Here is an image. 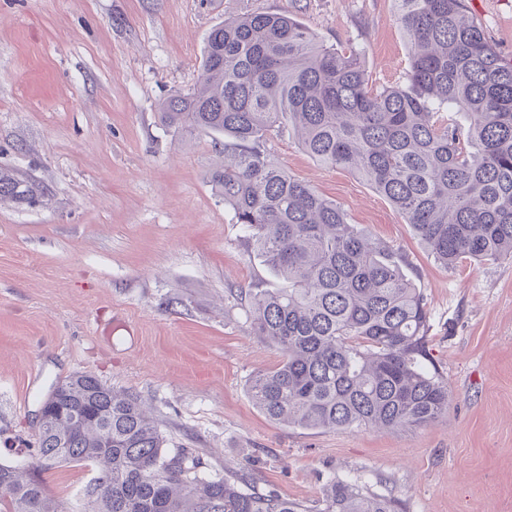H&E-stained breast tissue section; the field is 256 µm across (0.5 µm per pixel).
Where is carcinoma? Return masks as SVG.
<instances>
[{
	"label": "carcinoma",
	"instance_id": "cac0c4a2",
	"mask_svg": "<svg viewBox=\"0 0 512 512\" xmlns=\"http://www.w3.org/2000/svg\"><path fill=\"white\" fill-rule=\"evenodd\" d=\"M394 2L409 45L401 85L369 87L360 49L326 46L289 15L248 13L209 31L198 83L159 108L175 133L232 140L210 182L283 281L248 292L255 334L283 353L250 387L273 421L418 429L448 414L449 397L425 364L428 310L400 259L275 162L271 134L297 130L311 157L363 178L447 268L512 256V65L465 0ZM454 106L469 116L465 133L434 120ZM38 192L34 180L0 168V199L30 203ZM63 383L70 401L87 403L85 424L65 441L39 427L31 453L44 470L98 467L95 512H306L243 489L235 475L199 477V458L189 448L167 454L133 395L89 375ZM109 437L112 447H102ZM0 512H52L44 480L0 463ZM321 512L395 510L334 481Z\"/></svg>",
	"mask_w": 512,
	"mask_h": 512
}]
</instances>
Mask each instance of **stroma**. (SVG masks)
Instances as JSON below:
<instances>
[{
  "instance_id": "obj_1",
  "label": "stroma",
  "mask_w": 512,
  "mask_h": 512,
  "mask_svg": "<svg viewBox=\"0 0 512 512\" xmlns=\"http://www.w3.org/2000/svg\"><path fill=\"white\" fill-rule=\"evenodd\" d=\"M466 7L512 62V0ZM256 12L362 48L372 88L405 80L394 0H0V166L47 190L0 202V462L79 373L144 402L201 476L237 474L308 512L334 480L396 512H512V257L444 268L358 175L285 132L272 157L405 258L450 406L420 429L350 432L281 424L252 402V379L283 354L254 335L246 293L276 279L209 181L223 137L173 134L158 108L196 84L212 27ZM96 475L70 463L43 477L53 502L84 512Z\"/></svg>"
}]
</instances>
